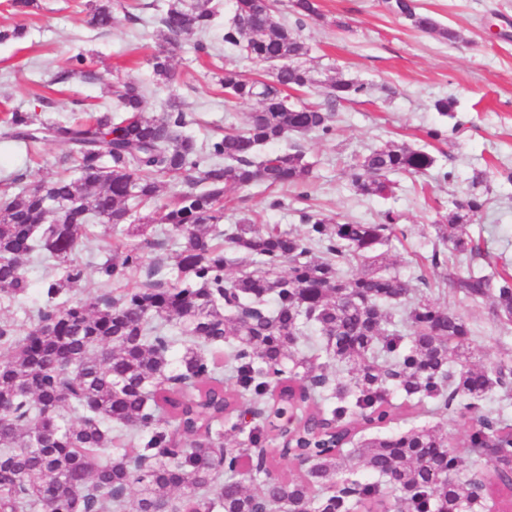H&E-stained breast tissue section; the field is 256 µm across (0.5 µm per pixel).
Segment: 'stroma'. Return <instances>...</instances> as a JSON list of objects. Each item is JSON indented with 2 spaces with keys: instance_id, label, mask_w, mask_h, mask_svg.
Masks as SVG:
<instances>
[{
  "instance_id": "obj_1",
  "label": "stroma",
  "mask_w": 512,
  "mask_h": 512,
  "mask_svg": "<svg viewBox=\"0 0 512 512\" xmlns=\"http://www.w3.org/2000/svg\"><path fill=\"white\" fill-rule=\"evenodd\" d=\"M93 2L34 0L27 13L18 14L0 0V30H23L21 37L0 42V114L18 109L56 120L77 116L82 108L108 112L112 98L107 83L130 78L147 89L145 112L160 111L169 92L182 97L190 117L184 132L196 140L214 128L245 126L256 102H225L214 74L234 68L255 78L267 68L225 51L222 25L234 15L232 0H213L219 24L206 36L212 46L209 58L196 59L186 42L174 50L176 83L170 91L155 88L150 65L160 49L154 20L167 0H117L112 26L106 30L90 29L86 23ZM317 2L320 17L301 25L292 0L279 2L281 21L300 25L299 35L309 49L302 63L311 68L314 82L305 98L323 101L327 86L338 79L366 84L369 92L337 107L332 136L312 133L262 147L265 155L296 147L305 151L314 164L309 202L297 200L294 191L254 183L228 193L224 221H247L259 230L275 225L300 234L306 229L301 211L307 205L337 221L360 224L378 223L383 212H393L405 235L377 247L379 265L410 280L426 276L431 299L471 325L475 364L493 368L512 356V328L496 320L491 301L473 304L453 294L430 259L442 248L438 222L449 201L469 190L474 175L482 172L490 181V201L471 231L481 238L483 261L512 268V0H414L418 11L459 32L454 43L412 28L404 17L390 13L383 0ZM78 53L86 58V76L56 82L68 58ZM443 97L454 99V117L435 110V100ZM431 127L443 128L446 141L428 142L424 132ZM388 142L427 149L436 163L424 176H396L391 195L357 194L344 176L346 166ZM71 165L66 146L57 142L41 144L33 158L14 143L0 142V189L13 174H25L33 186ZM275 197L282 202L277 209L269 206ZM109 256L105 228L95 226L80 253L86 277L71 292V300L108 289L121 293L123 283L104 285L96 270ZM47 274L42 264L30 263L31 290L22 301H0L1 324L13 325L21 336L36 327L34 312L43 301L41 285ZM413 421L436 428L450 449L467 457L471 471L491 469L489 457L468 448L472 419L440 412L415 420L401 415L391 428L402 430Z\"/></svg>"
}]
</instances>
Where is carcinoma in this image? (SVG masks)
I'll list each match as a JSON object with an SVG mask.
<instances>
[{"label": "carcinoma", "instance_id": "obj_1", "mask_svg": "<svg viewBox=\"0 0 512 512\" xmlns=\"http://www.w3.org/2000/svg\"><path fill=\"white\" fill-rule=\"evenodd\" d=\"M233 7L225 47L270 64L307 54L297 32L279 21L274 0H233ZM294 7L299 26L319 14L316 0H294ZM386 8L420 31L460 38L411 0ZM214 18L212 0H167L157 19L160 40L175 47L194 36L195 52L208 56L201 35ZM88 24L111 27L112 0L94 4ZM152 72L159 88L175 82L166 50L153 57ZM216 79L226 101L254 100L259 108L244 128L201 144L183 133L187 112L176 94L150 115L132 80L110 86L113 113L47 122L15 110L0 119L1 140L28 149L57 141L74 163L34 189L17 175L10 182L15 192L0 199V296L18 302L28 294L26 262L34 255L58 269L42 283L45 303L35 329L16 338L0 326V512H259L272 505L279 512H351L383 497L384 482L399 492L396 512H485L486 500L509 492L512 430L479 414V406L495 389L512 388V367H472L467 322L425 298L419 285L376 268L377 245L403 232L395 217L386 212L377 224H354L310 211L302 214V235L250 224L218 229L224 195L234 187L262 181L309 199L312 165L304 154L259 160L258 148L291 134H333L334 107L367 87L335 80L322 106L288 102V91L312 81L300 63L275 68L269 79L232 68ZM434 164L425 150L387 143L353 160L346 176L362 195H386L390 176L420 174ZM167 178L183 184L159 217L175 240L167 276L158 279L150 268L146 280L126 285L118 297L60 301L85 279L77 253L91 223L100 219L128 227L129 236L144 235L146 225L129 223L132 208L153 202ZM486 202L485 192L473 190L448 203L444 244L458 261L481 254L468 225ZM229 250L246 263L230 279L224 274L234 263ZM112 252L118 259L97 267L104 283L144 268L141 245L119 242ZM345 264L365 272L347 277ZM446 280L473 302L493 299L500 323L512 325V271L463 272L453 264ZM310 322L327 352L347 367L350 382L331 384L324 365L299 356L298 340ZM229 336L234 385L226 388L208 349ZM390 386L414 410L436 404L477 415L472 448L497 433L487 480L469 478L467 459L448 451L432 427L371 437L348 455L335 447L359 417L380 423L390 416ZM271 388L279 408L307 414L305 425L273 449L282 458H305L301 477L272 476L267 458L248 452L264 438ZM247 397L245 412L255 420L247 439L238 443L240 451L215 457L224 409ZM114 427L137 437L135 453L108 451ZM344 468H361L372 480L341 483ZM244 475L258 481L256 492L244 488ZM316 487L326 495L316 498Z\"/></svg>", "mask_w": 512, "mask_h": 512}]
</instances>
